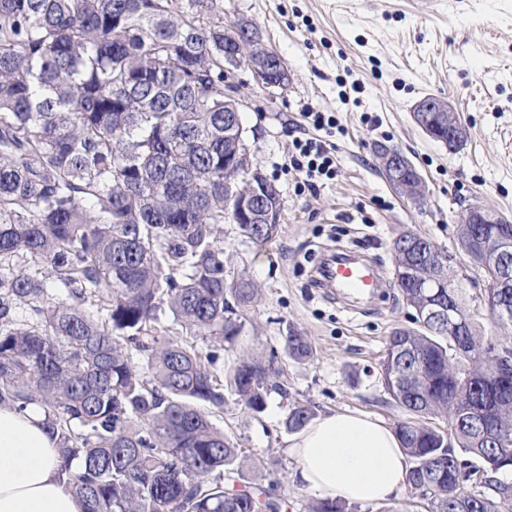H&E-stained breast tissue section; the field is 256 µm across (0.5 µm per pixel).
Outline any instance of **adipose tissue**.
I'll list each match as a JSON object with an SVG mask.
<instances>
[{"label":"adipose tissue","mask_w":512,"mask_h":512,"mask_svg":"<svg viewBox=\"0 0 512 512\" xmlns=\"http://www.w3.org/2000/svg\"><path fill=\"white\" fill-rule=\"evenodd\" d=\"M40 405L19 412L0 407V512H83L60 477L56 442ZM295 477L307 490L349 503L372 504L399 496L410 464L396 433L357 412L312 420L290 441Z\"/></svg>","instance_id":"obj_1"}]
</instances>
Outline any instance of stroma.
Wrapping results in <instances>:
<instances>
[{"instance_id": "stroma-1", "label": "stroma", "mask_w": 512, "mask_h": 512, "mask_svg": "<svg viewBox=\"0 0 512 512\" xmlns=\"http://www.w3.org/2000/svg\"><path fill=\"white\" fill-rule=\"evenodd\" d=\"M208 21L252 23L290 73L286 88L259 84L247 66L231 68L254 166L280 191L277 235L256 242L224 226V274L258 290L235 347L219 353L275 356L279 388L266 409L224 398L215 423L237 443L245 478L261 483L279 512H308L314 492L295 478L285 419L293 403L316 415L352 411L393 426L405 411L388 394L380 362L392 332L412 326L395 277L393 242L410 231L451 256L454 285L483 336L504 339L485 303L482 274L464 256L455 223L461 207L484 203L512 219V0H208ZM449 101L468 129L456 149L425 134L413 119L425 97ZM335 113L338 170L317 194L295 190L286 172L295 137L310 133L306 108ZM376 142L402 151L426 185L423 201L401 197L372 152ZM349 252L384 268L383 296L354 312L316 285L328 255ZM307 336L314 356L289 358L288 332ZM265 469L255 470L257 461Z\"/></svg>"}]
</instances>
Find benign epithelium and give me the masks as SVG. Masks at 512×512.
<instances>
[{
    "label": "benign epithelium",
    "instance_id": "obj_1",
    "mask_svg": "<svg viewBox=\"0 0 512 512\" xmlns=\"http://www.w3.org/2000/svg\"><path fill=\"white\" fill-rule=\"evenodd\" d=\"M248 60L247 67L255 79L270 88L284 89L288 86L289 75L286 67L279 68L276 77L270 76L268 51L259 39L243 41L236 27L224 28V65H231L239 58ZM416 124L430 137L448 145L452 150L463 144L468 136L467 129L460 116L444 99L433 98L430 102L417 104L413 112ZM374 153L380 160L381 170L390 184L404 197L419 201L424 197L425 187L416 166L403 153L383 143L374 145ZM266 193V178L257 168L241 179L234 177L224 181V194L232 203L236 213L235 221L243 224L254 218V210ZM460 227L471 224H507L509 220L485 205H470L462 209L456 218ZM395 275L406 279L421 269L424 275L416 281V287L422 289L421 322L432 321L448 324L455 329L463 321V315L454 308L445 305L442 289L448 287L447 259L426 249L419 237L407 239L406 243L394 249ZM493 265V275L488 283L490 288H512V236L505 234L493 242L489 252ZM488 305L496 312L497 322L506 327L512 324V307L499 303L494 293L488 294Z\"/></svg>",
    "mask_w": 512,
    "mask_h": 512
}]
</instances>
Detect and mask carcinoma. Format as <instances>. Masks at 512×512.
Returning <instances> with one entry per match:
<instances>
[{"label": "carcinoma", "instance_id": "carcinoma-1", "mask_svg": "<svg viewBox=\"0 0 512 512\" xmlns=\"http://www.w3.org/2000/svg\"><path fill=\"white\" fill-rule=\"evenodd\" d=\"M0 0V407L45 409L60 473L84 512H278L267 491H229L237 444L198 408L224 392L253 414L277 387L274 359L218 355L170 338L235 346L256 300L227 281L220 225L234 219L224 168L245 134L224 99V25L205 0ZM269 241L275 224H249ZM470 262L483 247L460 233ZM462 335L397 329L381 362L409 415L396 425L408 485L429 512H512L475 473L512 470V376H500L471 315ZM288 356H313L285 337ZM145 362L141 375L134 357ZM315 416L295 403L285 426ZM309 512H356L340 499Z\"/></svg>", "mask_w": 512, "mask_h": 512}]
</instances>
